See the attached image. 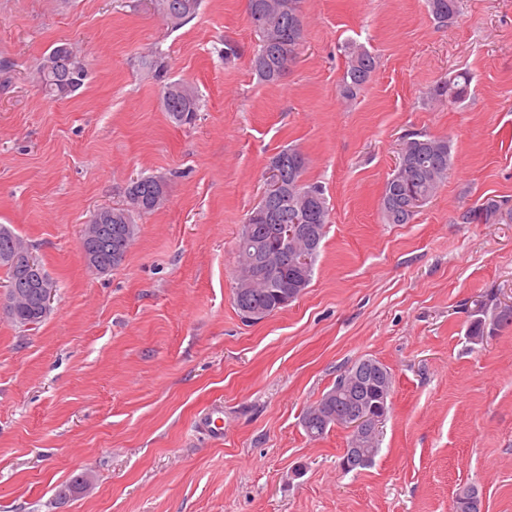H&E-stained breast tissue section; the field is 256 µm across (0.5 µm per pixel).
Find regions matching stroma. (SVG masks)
Wrapping results in <instances>:
<instances>
[{
	"mask_svg": "<svg viewBox=\"0 0 512 512\" xmlns=\"http://www.w3.org/2000/svg\"><path fill=\"white\" fill-rule=\"evenodd\" d=\"M302 10L271 85L250 68L248 0H203L176 28L155 0H0V224L57 282L38 326L0 310V512H454L467 483L483 512H512V320L467 336L476 300L512 307V220L459 219L489 198L512 209V0H459L445 25L426 0ZM61 42L89 76L51 99L37 68ZM348 43L377 65L346 102ZM151 53L196 87L194 123L164 111ZM460 74L465 98L433 96ZM414 132L448 138V179L387 224L381 192ZM288 147L325 189L328 234L298 300L247 323L236 243ZM147 175L165 205L138 216L120 266L90 273L82 227ZM361 358L394 385L377 456L346 473V430L314 441L302 419ZM212 410L219 440L198 426Z\"/></svg>",
	"mask_w": 512,
	"mask_h": 512,
	"instance_id": "obj_1",
	"label": "stroma"
}]
</instances>
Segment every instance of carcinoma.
Returning <instances> with one entry per match:
<instances>
[{"mask_svg": "<svg viewBox=\"0 0 512 512\" xmlns=\"http://www.w3.org/2000/svg\"><path fill=\"white\" fill-rule=\"evenodd\" d=\"M201 0H156L162 19L178 27L193 17ZM428 11L440 23H450L457 14V0H427ZM248 14L258 36V43L250 57V66L257 78L275 83L282 77L288 63L302 46L304 15L302 0H248ZM375 69L374 57L366 50L350 47L340 89L341 98L351 101L365 85ZM89 75L88 64L69 43L51 48L38 67V82L46 95L63 97L84 85ZM468 84L448 81L433 90V96L446 97L452 102L467 94ZM161 99L165 112L178 123L195 120L199 97L193 86L184 81H170L162 85ZM406 153L396 163L387 178L380 199V210L388 224H409L419 208L428 203L444 185L451 166V145L448 139L412 133L403 144ZM270 163L281 167L283 182L288 186L287 196L276 201L262 197L246 218L237 244V266L233 302L242 317L252 312H272L282 309L281 297L285 286L299 275L293 258L280 251L285 228L300 224L302 228L316 227L319 239H324L329 224V207L322 187L305 180L307 157L296 148L283 149ZM129 207L112 209V220L97 224L91 245L97 252L99 273L105 274L121 265L137 230L136 217L162 206L166 198V182L158 176H142L127 188ZM466 223L491 224L502 219V205L487 202L468 209L460 215ZM22 239L14 230L0 224V270L4 271L8 287L25 297L11 320L25 326L37 325L46 315L39 311L34 282L50 278L44 264L35 270L14 259L16 244ZM497 304L490 299L474 311L467 335L481 341L493 334L504 321L496 313ZM392 376L390 369L370 358L360 371L365 379L362 396L368 405L382 403L379 385L372 375ZM350 407V396L333 385L324 392L306 414L314 416L304 425L307 435L319 439L339 425V418ZM478 488L465 485L455 497V512H477L474 499Z\"/></svg>", "mask_w": 512, "mask_h": 512, "instance_id": "1", "label": "carcinoma"}]
</instances>
